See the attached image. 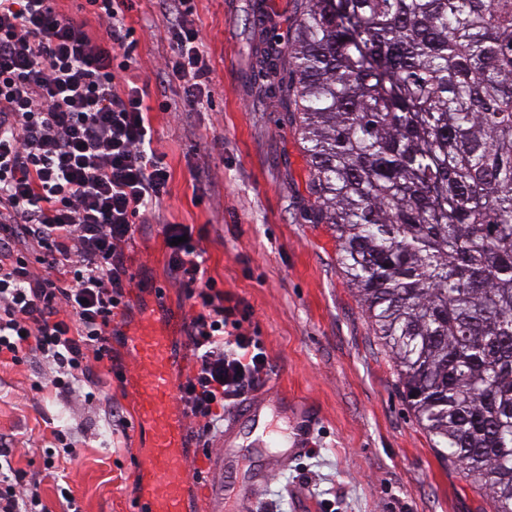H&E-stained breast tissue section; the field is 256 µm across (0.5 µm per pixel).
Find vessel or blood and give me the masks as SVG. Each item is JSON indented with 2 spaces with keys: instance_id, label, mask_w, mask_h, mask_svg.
I'll return each mask as SVG.
<instances>
[{
  "instance_id": "obj_1",
  "label": "vessel or blood",
  "mask_w": 512,
  "mask_h": 512,
  "mask_svg": "<svg viewBox=\"0 0 512 512\" xmlns=\"http://www.w3.org/2000/svg\"><path fill=\"white\" fill-rule=\"evenodd\" d=\"M170 344L169 327L151 311L144 312L139 326L126 338L133 368L124 384L136 399L139 424L150 434V444L139 459V503L131 512H187L185 488L195 471L183 448L187 417L178 401L179 385L171 374ZM273 405V399L260 397L239 408L217 449L210 452L203 477L211 482L223 479L225 449L239 447L244 438L251 447L273 449L264 470L268 476L303 453L309 435L305 420L297 419L291 431L279 430L267 417Z\"/></svg>"
}]
</instances>
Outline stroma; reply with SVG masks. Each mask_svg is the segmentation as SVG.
Wrapping results in <instances>:
<instances>
[{"mask_svg": "<svg viewBox=\"0 0 512 512\" xmlns=\"http://www.w3.org/2000/svg\"><path fill=\"white\" fill-rule=\"evenodd\" d=\"M206 45L213 96L184 105L163 75L169 22L163 0H134L125 24L148 86L153 146L170 172L156 218L139 225L126 251L134 277L131 310L152 303L178 321L174 372L185 379L191 302L168 268L163 230L189 224L218 289L248 307L246 324L270 363L265 387L285 409L309 405L304 455L262 484L257 500L280 498L281 512H486L487 497L442 464L402 396L396 367L340 272L332 228L305 213L306 157L288 112V73H266L260 48L286 47L296 0H193ZM110 365L92 397L35 389L49 371L34 357L0 364V447L15 469L42 474L43 501L69 489L80 512H127L139 499L136 468L149 442L133 397ZM123 412L111 428L105 404ZM64 441H57V434ZM76 450L63 460V442ZM60 459L44 475L47 457Z\"/></svg>", "mask_w": 512, "mask_h": 512, "instance_id": "obj_1", "label": "stroma"}]
</instances>
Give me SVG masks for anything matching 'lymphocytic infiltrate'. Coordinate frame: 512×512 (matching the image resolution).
I'll return each mask as SVG.
<instances>
[{
	"mask_svg": "<svg viewBox=\"0 0 512 512\" xmlns=\"http://www.w3.org/2000/svg\"><path fill=\"white\" fill-rule=\"evenodd\" d=\"M103 30L60 13L56 0H0V361L31 355L53 367L55 388L94 386L124 333L131 278L125 249L163 197L170 172L153 149L146 86L133 74L131 0H85ZM164 73L188 104L211 98L209 60L190 0H166ZM188 224H168V266L194 311L195 353L180 400L202 436L225 405L263 385L268 358L248 334L242 301L206 278ZM36 247V260L26 251ZM0 448V512H53L39 478Z\"/></svg>",
	"mask_w": 512,
	"mask_h": 512,
	"instance_id": "obj_1",
	"label": "lymphocytic infiltrate"
}]
</instances>
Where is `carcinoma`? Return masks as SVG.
Returning a JSON list of instances; mask_svg holds the SVG:
<instances>
[{
  "instance_id": "obj_1",
  "label": "carcinoma",
  "mask_w": 512,
  "mask_h": 512,
  "mask_svg": "<svg viewBox=\"0 0 512 512\" xmlns=\"http://www.w3.org/2000/svg\"><path fill=\"white\" fill-rule=\"evenodd\" d=\"M313 224L440 459L512 512V0H300Z\"/></svg>"
}]
</instances>
